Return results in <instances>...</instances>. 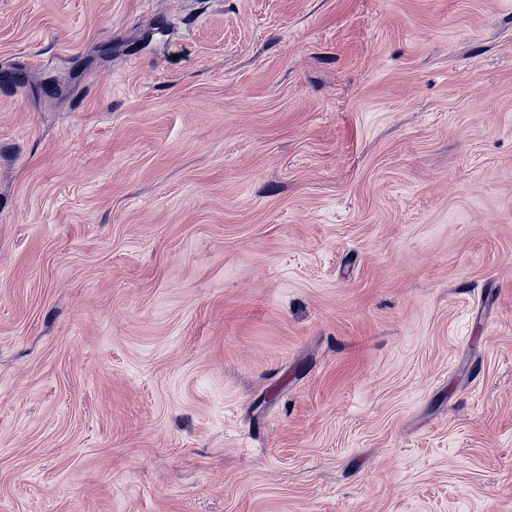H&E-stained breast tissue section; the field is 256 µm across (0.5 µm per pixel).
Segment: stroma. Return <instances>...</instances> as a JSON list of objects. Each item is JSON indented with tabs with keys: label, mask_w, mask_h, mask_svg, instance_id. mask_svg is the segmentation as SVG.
Returning <instances> with one entry per match:
<instances>
[{
	"label": "stroma",
	"mask_w": 512,
	"mask_h": 512,
	"mask_svg": "<svg viewBox=\"0 0 512 512\" xmlns=\"http://www.w3.org/2000/svg\"><path fill=\"white\" fill-rule=\"evenodd\" d=\"M0 512H512V0H0Z\"/></svg>",
	"instance_id": "1"
}]
</instances>
